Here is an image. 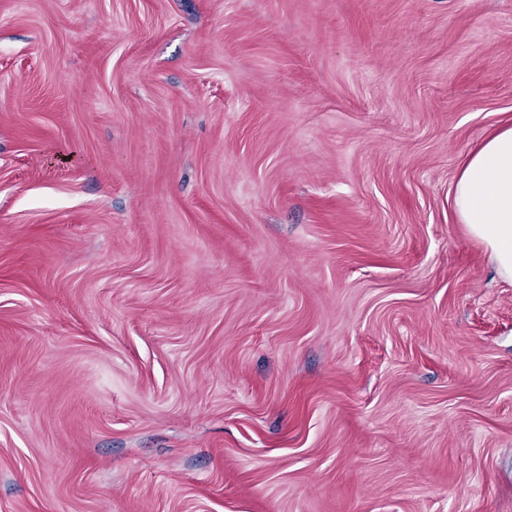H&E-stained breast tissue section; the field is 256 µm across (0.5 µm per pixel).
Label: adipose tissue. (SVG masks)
Instances as JSON below:
<instances>
[{
  "mask_svg": "<svg viewBox=\"0 0 512 512\" xmlns=\"http://www.w3.org/2000/svg\"><path fill=\"white\" fill-rule=\"evenodd\" d=\"M453 207L488 249L499 276L512 281V126L485 140L462 165Z\"/></svg>",
  "mask_w": 512,
  "mask_h": 512,
  "instance_id": "obj_1",
  "label": "adipose tissue"
}]
</instances>
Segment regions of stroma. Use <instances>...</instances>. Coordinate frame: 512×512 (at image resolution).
<instances>
[{"label":"stroma","instance_id":"1","mask_svg":"<svg viewBox=\"0 0 512 512\" xmlns=\"http://www.w3.org/2000/svg\"><path fill=\"white\" fill-rule=\"evenodd\" d=\"M507 124L512 0H0V512H512ZM453 207L488 249L499 276L512 281V126L469 154L454 186Z\"/></svg>","mask_w":512,"mask_h":512}]
</instances>
